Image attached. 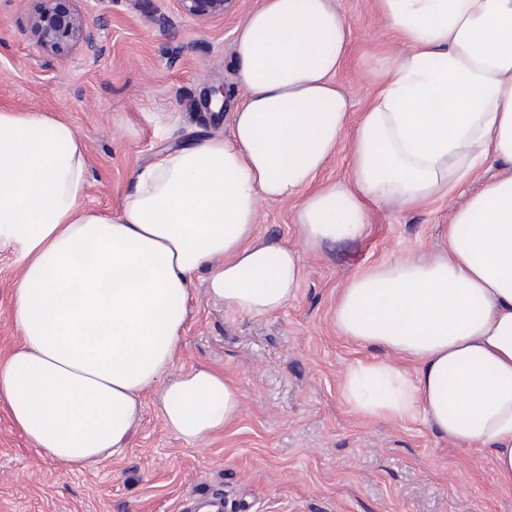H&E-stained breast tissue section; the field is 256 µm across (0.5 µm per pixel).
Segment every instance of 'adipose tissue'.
Masks as SVG:
<instances>
[{
    "instance_id": "obj_1",
    "label": "adipose tissue",
    "mask_w": 512,
    "mask_h": 512,
    "mask_svg": "<svg viewBox=\"0 0 512 512\" xmlns=\"http://www.w3.org/2000/svg\"><path fill=\"white\" fill-rule=\"evenodd\" d=\"M376 12L403 50L355 119L336 80L351 32L334 0H262L236 31L245 96L229 135L137 168L113 214L85 206L88 160L68 122L0 109V247L22 267L0 400L35 447L70 468L120 454L148 392L177 438L206 444L242 400L217 369L173 370L195 279L252 317L281 311L303 280L302 249L258 234L261 202H294L320 250L364 235L366 202L449 199L492 160L498 175L455 210L444 247L353 276L334 321L388 353L347 372L357 416H421L512 486V0H376ZM345 139L352 182H319Z\"/></svg>"
}]
</instances>
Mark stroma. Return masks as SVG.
I'll list each match as a JSON object with an SVG mask.
<instances>
[{
  "mask_svg": "<svg viewBox=\"0 0 512 512\" xmlns=\"http://www.w3.org/2000/svg\"><path fill=\"white\" fill-rule=\"evenodd\" d=\"M261 0H233L224 17L182 18L170 0H83L96 50L45 59L33 52L26 0H0V108L42 112L70 123L89 160L86 204L116 212L134 171L167 147L229 134L243 100L233 70L236 28ZM351 30L338 75L353 112L373 91V70L398 50L374 0H336ZM224 88V106L209 101ZM492 171L449 200L419 209L367 206L356 241L304 256L297 298L253 318L226 310L196 279L177 368L222 369L242 394L238 422L194 447L166 427L143 397L142 421L125 450L81 470L61 467L0 407V512H199L224 497V512H512V486L491 459L456 448L420 420H368L344 396L356 361L386 353L341 336L333 322L340 289L401 252L443 245L454 210ZM289 202L261 207L258 233L300 246ZM20 278L0 248V357L20 342L9 315Z\"/></svg>",
  "mask_w": 512,
  "mask_h": 512,
  "instance_id": "1",
  "label": "stroma"
}]
</instances>
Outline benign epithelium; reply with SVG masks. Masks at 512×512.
Wrapping results in <instances>:
<instances>
[{"mask_svg": "<svg viewBox=\"0 0 512 512\" xmlns=\"http://www.w3.org/2000/svg\"><path fill=\"white\" fill-rule=\"evenodd\" d=\"M29 22L36 32L38 53L44 56H66L78 47L91 49L96 38L87 25L84 13L77 7L64 9L62 0H28ZM181 17L206 22L222 18L232 0H172Z\"/></svg>", "mask_w": 512, "mask_h": 512, "instance_id": "benign-epithelium-1", "label": "benign epithelium"}]
</instances>
